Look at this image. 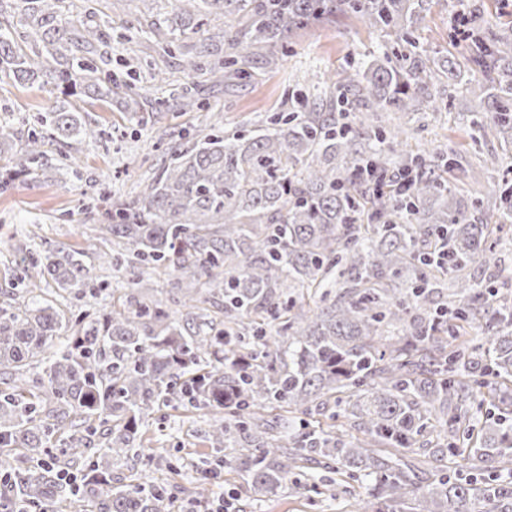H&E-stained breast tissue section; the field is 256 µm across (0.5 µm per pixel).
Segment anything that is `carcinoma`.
I'll list each match as a JSON object with an SVG mask.
<instances>
[{"instance_id": "obj_1", "label": "carcinoma", "mask_w": 512, "mask_h": 512, "mask_svg": "<svg viewBox=\"0 0 512 512\" xmlns=\"http://www.w3.org/2000/svg\"><path fill=\"white\" fill-rule=\"evenodd\" d=\"M168 2L170 45L198 36L185 69L215 82L244 77L263 49L264 65L278 68L277 49L297 30L340 15L409 50L331 74L324 96H301L248 138L215 130L186 141L138 194L112 201L101 225L112 251L100 257L173 277L179 309L137 298L139 277L136 295L92 318L40 294L0 307L6 512H172L171 489L113 469L161 457L140 443L141 429L188 406L212 414L216 465L256 494L286 485L314 508L365 482L355 512H512V295L495 286L512 184L488 205L463 206L444 177L450 152L413 151L401 131L374 123L377 112L443 105L418 95L435 74L412 39L430 0ZM66 3L0 0V13L19 17L0 25V83L110 102L112 74L88 63L101 56V23ZM213 17L243 26H228L220 47L202 37ZM448 38L467 53L466 68L448 59L446 69L479 100L473 131L512 148V19L489 26L469 14ZM41 126L18 148L0 128V189L34 174L46 143L103 135L64 102ZM14 252L29 278L96 295L82 252L49 247L43 262L23 243ZM469 267L486 282L460 276ZM203 292L222 299V319L203 318ZM474 324L480 335H465ZM61 331L63 350L27 376ZM413 448L453 467L420 477L401 459ZM474 458L486 474L468 471Z\"/></svg>"}]
</instances>
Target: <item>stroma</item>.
<instances>
[{"mask_svg": "<svg viewBox=\"0 0 512 512\" xmlns=\"http://www.w3.org/2000/svg\"><path fill=\"white\" fill-rule=\"evenodd\" d=\"M73 4L109 19L103 33L114 84L112 101L92 104L71 97V104L82 109L83 120L102 129V138L46 145L39 174L17 178L0 191V307L22 300L33 287L14 259V246L23 242L34 258L56 244L83 251L91 275L104 284L91 304L101 312L110 310L113 289L126 287L131 274L101 267L99 254L107 245L100 239V226L106 218L103 208L89 204L100 185H107L112 197H127L162 163L168 148L179 144L181 135L208 133L215 120L227 130L251 129L264 116L290 112L296 97L308 93L327 73L389 49L386 37L365 29L353 16L342 15L298 30L278 68L271 70L257 62L247 77L213 89L205 77L189 75L178 55L168 53L171 35L166 25L144 13L140 0H73ZM460 10L480 11L483 21L492 22L500 6L498 0H433L416 36L436 62L449 57L460 65L465 62L462 48L448 39V26ZM436 88L447 92L451 103L418 125L409 146L414 149L428 142L452 150L455 165L448 180L455 194L462 200L478 196L502 178V169L494 164L503 155L501 143L492 135L473 139L474 103L464 86L449 85L443 77ZM145 91L159 99L162 107L152 120L142 122L131 110L136 95ZM188 91L204 95L207 110H180V97ZM59 97L52 86L1 83L0 127L17 132L36 128L38 117ZM210 421L207 411L188 408L163 411L146 426L144 444L166 449L179 467L174 474L161 461L148 468L149 477L185 488L203 480L218 499L236 492L237 512H341L334 501L322 502L314 510L285 492L254 495L242 477L229 469L199 470L200 457L209 452Z\"/></svg>", "mask_w": 512, "mask_h": 512, "instance_id": "35a3bbf8", "label": "stroma"}]
</instances>
